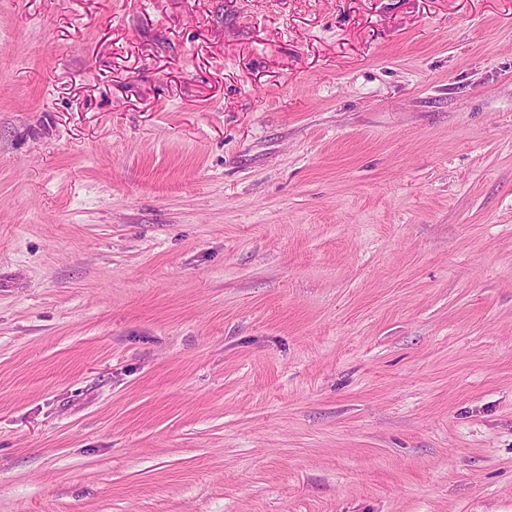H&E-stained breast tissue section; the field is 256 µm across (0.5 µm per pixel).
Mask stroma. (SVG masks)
<instances>
[{
	"mask_svg": "<svg viewBox=\"0 0 512 512\" xmlns=\"http://www.w3.org/2000/svg\"><path fill=\"white\" fill-rule=\"evenodd\" d=\"M0 512H512V0H0Z\"/></svg>",
	"mask_w": 512,
	"mask_h": 512,
	"instance_id": "stroma-1",
	"label": "stroma"
}]
</instances>
